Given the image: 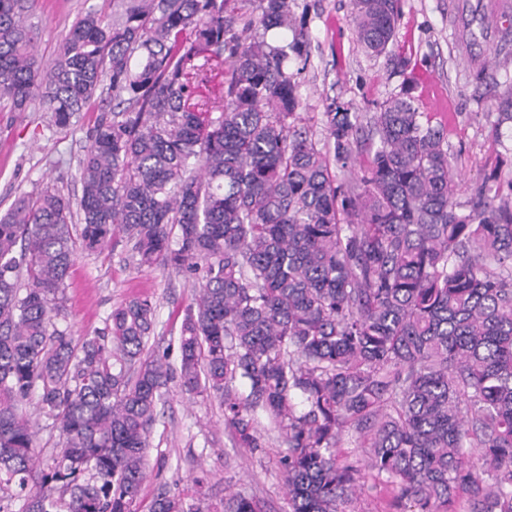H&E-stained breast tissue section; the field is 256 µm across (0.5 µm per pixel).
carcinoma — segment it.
I'll use <instances>...</instances> for the list:
<instances>
[{
	"label": "carcinoma",
	"instance_id": "cac0c4a2",
	"mask_svg": "<svg viewBox=\"0 0 512 512\" xmlns=\"http://www.w3.org/2000/svg\"><path fill=\"white\" fill-rule=\"evenodd\" d=\"M229 2L123 0L110 22L79 17L46 63L30 0H0L10 111L39 96L67 129L115 102L87 136L77 204L47 184L0 216V512H138L173 374L147 348L156 306L133 299L78 342L55 322L75 253L118 231L138 266L198 282L181 384L224 407L237 448L265 447L266 419L288 512H352L367 475L402 512H512V202L491 173L463 210L447 129L410 85L364 124L330 99L316 138L288 71L308 56L304 20L261 0L241 23ZM352 5L361 46L386 53L398 0ZM275 29L290 44L270 45ZM498 111L512 122L511 87ZM34 395L62 437L43 468ZM346 434L365 467L336 458ZM149 512L201 509L163 489ZM222 512L262 509L230 493Z\"/></svg>",
	"mask_w": 512,
	"mask_h": 512
}]
</instances>
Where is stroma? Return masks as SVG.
<instances>
[{
	"label": "stroma",
	"mask_w": 512,
	"mask_h": 512,
	"mask_svg": "<svg viewBox=\"0 0 512 512\" xmlns=\"http://www.w3.org/2000/svg\"><path fill=\"white\" fill-rule=\"evenodd\" d=\"M448 2L399 0L396 39L376 57L356 38L351 0H292L294 14L304 18L310 35V59L305 65L289 61L288 68L300 84L301 115L313 127L327 99L353 112H372L407 81H415L420 111L435 114L447 128L458 199L465 204L490 172H497L501 185L512 184V123H498L496 103L506 89V76H512V59L496 53L502 31L512 29V14L495 25L491 0H457L454 15ZM112 8L113 0H35L28 21L38 55L53 61L78 15L92 11L108 18ZM480 69L486 74L481 83L474 78ZM95 118L85 112L77 125L61 129L38 101L23 112H0V215L19 194H37L49 183L70 200L80 198L78 160ZM192 288L184 274L135 265L118 234L102 254L74 255L57 325L78 340L103 328L121 304L150 298L157 307L151 348L173 364ZM285 452L274 438L260 451L235 447L219 404L172 379L150 438L142 501L150 503L165 487L181 492L186 501L216 505L231 490L255 497L263 512H288L279 463ZM204 474L209 482L200 491L194 480Z\"/></svg>",
	"instance_id": "35a3bbf8"
}]
</instances>
